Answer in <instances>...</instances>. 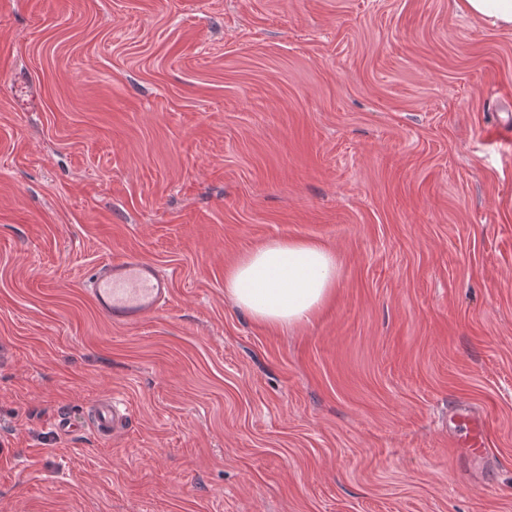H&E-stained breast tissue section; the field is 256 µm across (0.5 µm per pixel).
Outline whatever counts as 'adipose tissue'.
Masks as SVG:
<instances>
[{
	"mask_svg": "<svg viewBox=\"0 0 512 512\" xmlns=\"http://www.w3.org/2000/svg\"><path fill=\"white\" fill-rule=\"evenodd\" d=\"M335 256L309 241L257 246L225 273L226 295L258 324L288 328L309 320L334 293Z\"/></svg>",
	"mask_w": 512,
	"mask_h": 512,
	"instance_id": "adipose-tissue-1",
	"label": "adipose tissue"
}]
</instances>
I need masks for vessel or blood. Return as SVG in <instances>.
<instances>
[{"instance_id":"b4317fda","label":"vessel or blood","mask_w":512,"mask_h":512,"mask_svg":"<svg viewBox=\"0 0 512 512\" xmlns=\"http://www.w3.org/2000/svg\"><path fill=\"white\" fill-rule=\"evenodd\" d=\"M88 291L99 312L109 323L133 325L155 313L169 295L170 281L155 264L138 257L100 265L88 281ZM126 405L117 399L100 402L88 426L101 442H110L126 426ZM466 445L472 456L484 452L483 424L478 417L467 419Z\"/></svg>"}]
</instances>
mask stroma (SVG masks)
<instances>
[{
  "label": "stroma",
  "mask_w": 512,
  "mask_h": 512,
  "mask_svg": "<svg viewBox=\"0 0 512 512\" xmlns=\"http://www.w3.org/2000/svg\"><path fill=\"white\" fill-rule=\"evenodd\" d=\"M283 238L338 280L273 329L224 274ZM131 253L171 298L114 326L84 285ZM0 512H512V29L456 0H0ZM128 418L127 406L113 398L94 408L87 425L99 441L108 443L125 428ZM459 418L468 422L465 442L466 446L470 449L472 456L480 457L485 450L482 421L478 417L470 416L468 414H460Z\"/></svg>",
  "instance_id": "35a3bbf8"
}]
</instances>
